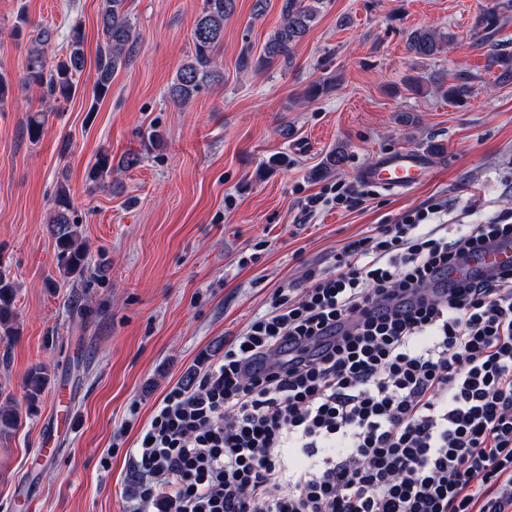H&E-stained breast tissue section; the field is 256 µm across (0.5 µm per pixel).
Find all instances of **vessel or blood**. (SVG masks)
<instances>
[{"label":"vessel or blood","mask_w":512,"mask_h":512,"mask_svg":"<svg viewBox=\"0 0 512 512\" xmlns=\"http://www.w3.org/2000/svg\"><path fill=\"white\" fill-rule=\"evenodd\" d=\"M435 174L431 157L418 149H402L381 156L362 169L360 179L370 186L386 191H407L430 181ZM512 264V242L501 240L485 247L480 255L461 265V272L482 276L496 274L501 267Z\"/></svg>","instance_id":"vessel-or-blood-1"}]
</instances>
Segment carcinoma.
Returning a JSON list of instances; mask_svg holds the SVG:
<instances>
[{
  "mask_svg": "<svg viewBox=\"0 0 512 512\" xmlns=\"http://www.w3.org/2000/svg\"><path fill=\"white\" fill-rule=\"evenodd\" d=\"M128 0H100L98 24L102 33V44L95 59L96 81L93 98H105L112 88V77L119 69L129 65L136 56L138 42L129 21ZM322 0H282L280 25L265 44L263 54L255 56L252 50L243 51L238 60L242 70H261L275 59H292L294 47L300 42L311 24L316 20ZM237 0H202V8L192 27L193 48L188 58L178 67L175 78L168 88V96L174 105L181 107L196 97L202 88L224 80L217 65L216 55L224 41V21L236 11ZM512 10V0H497L491 7L479 11L473 22V34L483 42H489L499 28L502 15ZM49 31L42 27L29 38L31 48L26 58L25 74L22 77L28 86L40 89L42 101L54 108L69 101L77 92L76 76L86 65L84 37L79 28L67 45L65 56L48 59L45 46L49 42ZM448 33L437 28H417L408 35V51L419 59H430L441 53L448 45ZM500 70L499 79L512 80V54L493 47L486 55V68ZM472 94V86L463 77L449 85L445 95L450 101H462ZM45 125L44 111L28 116L27 130L31 140L40 139ZM112 177V154L102 151L88 169L86 181L89 186H103ZM49 224L55 239L58 269L66 279L83 280L89 272L88 251L82 240L78 224L72 217V202L66 181L59 182ZM16 283L11 278L9 265L0 260V336L14 335ZM49 382L48 368L39 364L32 367L25 377L26 397L33 405ZM21 421L7 396L0 403V435H10L18 429Z\"/></svg>",
  "mask_w": 512,
  "mask_h": 512,
  "instance_id": "1",
  "label": "carcinoma"
}]
</instances>
